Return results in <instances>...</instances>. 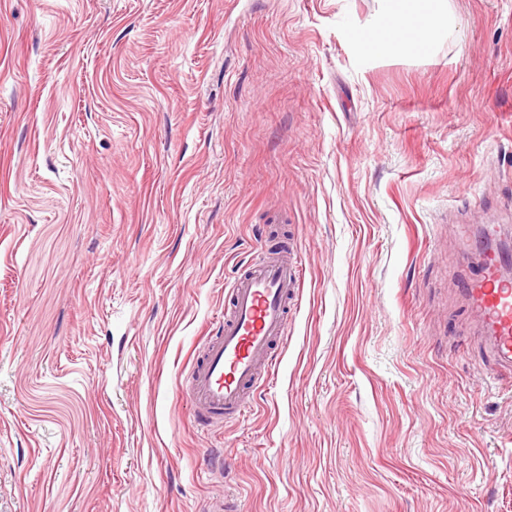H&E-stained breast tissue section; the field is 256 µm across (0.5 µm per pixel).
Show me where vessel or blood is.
<instances>
[{
  "label": "vessel or blood",
  "mask_w": 512,
  "mask_h": 512,
  "mask_svg": "<svg viewBox=\"0 0 512 512\" xmlns=\"http://www.w3.org/2000/svg\"><path fill=\"white\" fill-rule=\"evenodd\" d=\"M484 233L490 248L467 296L496 370L512 372V260L494 246L498 226ZM301 285L302 264L284 247L240 267L226 294L224 323L204 340L180 387L198 426L217 427L250 410L254 388L279 366L275 348L288 336V306Z\"/></svg>",
  "instance_id": "vessel-or-blood-1"
}]
</instances>
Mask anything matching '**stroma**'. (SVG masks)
<instances>
[{
  "mask_svg": "<svg viewBox=\"0 0 512 512\" xmlns=\"http://www.w3.org/2000/svg\"><path fill=\"white\" fill-rule=\"evenodd\" d=\"M428 52L381 0H0V512H512V374L461 291L512 245V0ZM278 229L272 383L179 392Z\"/></svg>",
  "mask_w": 512,
  "mask_h": 512,
  "instance_id": "35a3bbf8",
  "label": "stroma"
}]
</instances>
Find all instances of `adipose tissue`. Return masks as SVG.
Returning a JSON list of instances; mask_svg holds the SVG:
<instances>
[{"instance_id": "adipose-tissue-1", "label": "adipose tissue", "mask_w": 512, "mask_h": 512, "mask_svg": "<svg viewBox=\"0 0 512 512\" xmlns=\"http://www.w3.org/2000/svg\"><path fill=\"white\" fill-rule=\"evenodd\" d=\"M386 20L371 29L367 41L375 48L393 54H407L424 49L453 25L454 16L448 0H383ZM410 27L413 38L404 40L398 35L399 27Z\"/></svg>"}]
</instances>
